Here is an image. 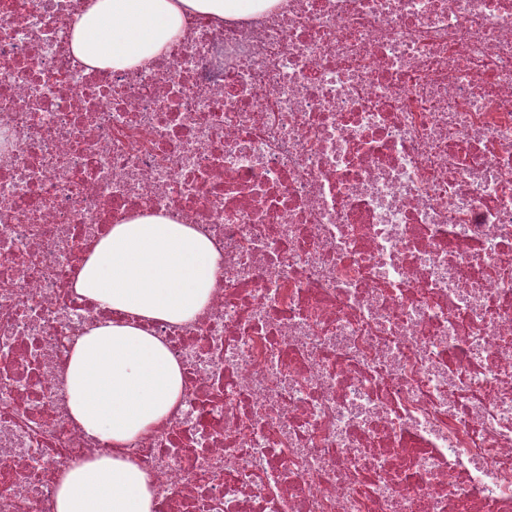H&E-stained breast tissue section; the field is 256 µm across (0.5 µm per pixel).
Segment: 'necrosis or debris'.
Listing matches in <instances>:
<instances>
[{"instance_id":"4bbe7bcc","label":"necrosis or debris","mask_w":512,"mask_h":512,"mask_svg":"<svg viewBox=\"0 0 512 512\" xmlns=\"http://www.w3.org/2000/svg\"><path fill=\"white\" fill-rule=\"evenodd\" d=\"M86 3L0 0V512L112 451L60 376L132 215L220 256L148 325L184 377L123 446L156 512H512V0L194 14L128 70L72 54Z\"/></svg>"}]
</instances>
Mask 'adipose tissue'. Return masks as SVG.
<instances>
[{
	"instance_id": "obj_1",
	"label": "adipose tissue",
	"mask_w": 512,
	"mask_h": 512,
	"mask_svg": "<svg viewBox=\"0 0 512 512\" xmlns=\"http://www.w3.org/2000/svg\"><path fill=\"white\" fill-rule=\"evenodd\" d=\"M274 0H89L72 22L71 51L86 67L148 66L169 50L188 14L259 13ZM219 259L196 228L162 216L113 225L81 267L76 291L130 321L95 324L69 349L65 410L116 452L66 468L56 512H154L152 474L118 449L163 421L182 397V370L140 320L183 323L206 305Z\"/></svg>"
}]
</instances>
